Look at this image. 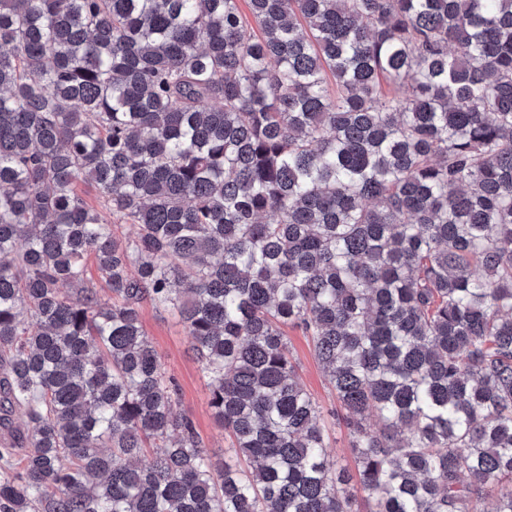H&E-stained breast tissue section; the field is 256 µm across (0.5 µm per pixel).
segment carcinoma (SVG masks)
<instances>
[{
  "label": "carcinoma",
  "instance_id": "cac0c4a2",
  "mask_svg": "<svg viewBox=\"0 0 512 512\" xmlns=\"http://www.w3.org/2000/svg\"><path fill=\"white\" fill-rule=\"evenodd\" d=\"M239 2L0 0V512H354L288 326L368 512H512V0ZM141 324L162 369L178 388L177 411L193 421L202 446L210 455L215 459H234L231 437L214 419L201 363L190 349L191 339L182 324L170 313L148 304L142 309ZM288 336L297 376L304 389L323 407L324 411H331L336 407L335 394L332 391L327 377L316 361L308 336L296 328H284ZM325 425L328 434V450L331 457L336 459L337 466H353V457L349 447V438L343 427L336 424V421L326 416Z\"/></svg>",
  "mask_w": 512,
  "mask_h": 512
}]
</instances>
